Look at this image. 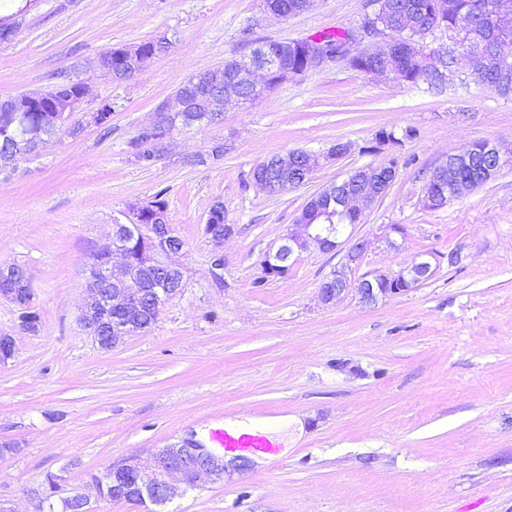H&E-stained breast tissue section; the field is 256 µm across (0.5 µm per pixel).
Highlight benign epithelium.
<instances>
[{
    "label": "benign epithelium",
    "mask_w": 512,
    "mask_h": 512,
    "mask_svg": "<svg viewBox=\"0 0 512 512\" xmlns=\"http://www.w3.org/2000/svg\"><path fill=\"white\" fill-rule=\"evenodd\" d=\"M370 6L372 11L365 14L361 25L348 31L344 44L335 50L308 38L282 40L278 42L282 51L275 56L257 53L238 60V65L225 75L218 72L207 77L205 97L210 104L212 119L222 117L224 104L228 101L247 102L272 87L304 75L305 70L288 65V53L291 51L304 59L306 70L321 68L337 60L368 62L384 56L389 41L378 26L377 19L385 13L386 7L381 0H372ZM493 21L505 33L512 29V0H495ZM365 37L378 39L376 47L368 51L358 49L357 45ZM123 55L129 62L128 68L114 70L107 58L100 56L96 62L97 71L111 82L122 84L132 80L149 62L137 46L124 48ZM87 91L88 86L84 83L79 95L66 98L57 107L55 123L58 127L65 130L70 126L73 115L82 111ZM486 151L487 161L481 173L485 184L496 179L502 167L508 163L497 146L489 143ZM273 159V167L263 165L252 177L256 184L273 195L288 187V173L297 169L307 180L319 163V156L310 152L289 151L283 155L277 154ZM465 163L467 158L459 151L448 155V158L432 168L426 179L424 201L439 207L446 205L449 195L444 193L445 183L458 180L460 168ZM355 173L359 174L358 187L345 192L341 198L345 207L357 212L371 207L387 192L396 177V172H387L385 165L361 167ZM153 220L152 224L113 225L112 243L102 251L103 260L93 269L84 272V287L89 292V301L86 303L88 313L83 315L82 321L85 329L98 341L99 321L95 309L103 305L112 310V336L111 344L106 346L108 350L125 337L145 330L140 321L144 289L150 287L149 274L162 269L172 277L167 287L154 289L156 309H161L166 301L181 291L177 284L183 270L176 258L182 254L184 247L174 243L167 212H155ZM381 229V239L387 248L399 249L397 237L404 236V227L400 224H384ZM203 232L212 240L221 242L234 233V226L206 223ZM371 246L372 241L364 237L350 234L341 241L339 236L327 232L323 225L315 223L311 218V203L308 202L294 223L288 225L281 245L266 254L263 272L269 278L285 277L288 275L291 257H299L310 251H336L342 254V259L321 282V301L325 304L338 303L354 290L360 303L371 305L418 288L435 275L441 264L440 254L426 252L414 259L411 265L395 273L378 271L355 283L351 279L352 272L360 266ZM391 280L401 281L404 287H378L379 282ZM0 298L23 309L20 327L34 330V315L29 312L32 295H22L11 288H4L0 289ZM235 462V458L227 462L224 457L212 453L203 445L190 443L159 450L148 467L133 461L113 468L108 478L95 481V487L101 498L110 494L114 499L131 503H166L197 486L204 478L211 481L223 479L225 474L232 471Z\"/></svg>",
    "instance_id": "1"
}]
</instances>
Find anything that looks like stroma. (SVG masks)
Instances as JSON below:
<instances>
[{"mask_svg": "<svg viewBox=\"0 0 512 512\" xmlns=\"http://www.w3.org/2000/svg\"><path fill=\"white\" fill-rule=\"evenodd\" d=\"M367 0H312L285 20L259 0H0L20 26L0 42V99L89 79L88 109L112 104V133L52 138L37 159L0 173V266L23 265L37 331L0 299V505L49 512L90 494V480L225 420L275 425L283 458L205 482L151 512H512V164L439 208L422 202L427 172L478 142L512 152V98L470 82L458 54L444 92L335 61L241 105L220 123L166 137L139 167L128 143L193 72L266 40L358 27ZM167 36L170 48L133 80L90 78L112 46ZM416 138L374 149L379 129ZM352 151L322 161L302 186L273 196L253 184L263 159L293 150ZM397 160L388 192L354 226L372 237L400 224L399 250L372 245L354 279L395 272L416 255L457 254L418 289L373 306L348 295L322 304L337 255L306 253L286 277L262 262L311 196L356 168ZM164 191L185 242L184 290L156 323L99 348L80 317L84 269L129 205ZM223 203L235 233L203 232ZM223 255L221 278L211 261ZM63 475L51 505L31 491Z\"/></svg>", "mask_w": 512, "mask_h": 512, "instance_id": "1", "label": "stroma"}]
</instances>
